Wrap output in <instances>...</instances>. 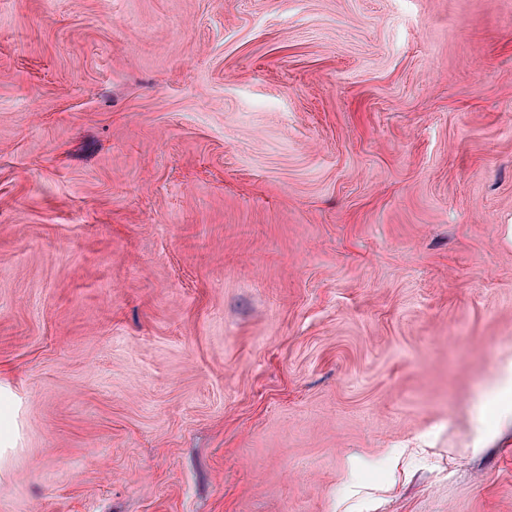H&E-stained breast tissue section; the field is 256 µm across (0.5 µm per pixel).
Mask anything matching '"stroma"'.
Returning <instances> with one entry per match:
<instances>
[{
    "mask_svg": "<svg viewBox=\"0 0 512 512\" xmlns=\"http://www.w3.org/2000/svg\"><path fill=\"white\" fill-rule=\"evenodd\" d=\"M0 512H512V0H0Z\"/></svg>",
    "mask_w": 512,
    "mask_h": 512,
    "instance_id": "stroma-1",
    "label": "stroma"
}]
</instances>
